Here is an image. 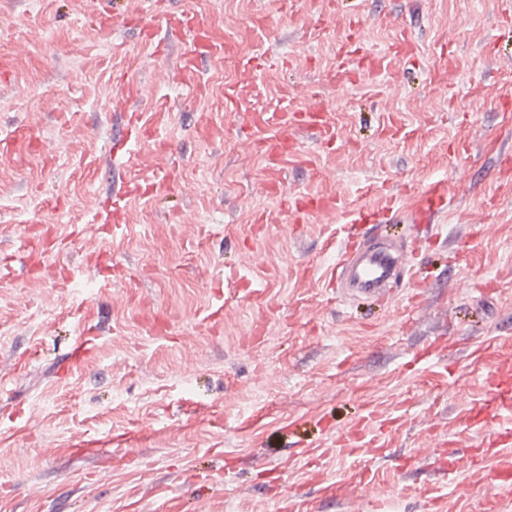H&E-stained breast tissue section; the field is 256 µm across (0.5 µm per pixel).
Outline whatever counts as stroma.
Returning a JSON list of instances; mask_svg holds the SVG:
<instances>
[{
    "label": "stroma",
    "mask_w": 512,
    "mask_h": 512,
    "mask_svg": "<svg viewBox=\"0 0 512 512\" xmlns=\"http://www.w3.org/2000/svg\"><path fill=\"white\" fill-rule=\"evenodd\" d=\"M188 11L238 46L178 79V47L153 55L124 13ZM103 33L90 0H0V512H164L183 496L202 512H434L421 464L464 449L462 418L485 399L468 354L512 337V18L501 0H117ZM370 50L399 34L413 65L385 80H331L350 13ZM268 108L322 103L335 141L301 136L281 174L239 135L224 97L240 60ZM140 84L153 139L113 151L122 87ZM102 159L88 166L89 156ZM341 195L377 212L390 195L410 210L439 182L448 206L434 230L401 224L388 244L418 254L417 310L342 302L329 286V242L346 209L293 220L264 187ZM156 182L128 201L126 227L102 242L123 277L88 264L80 228L112 207L122 182ZM264 223H257V214ZM194 224L189 236L175 225ZM52 228L41 279L11 254ZM216 324L203 323L215 309ZM110 330L87 359L66 354L90 324ZM460 352L450 378L424 377L416 353L434 340ZM399 416L369 472L318 454L346 436L362 404ZM147 428L134 451L97 462L71 455L76 432L103 438ZM368 477L363 499L330 501L331 479Z\"/></svg>",
    "instance_id": "35a3bbf8"
}]
</instances>
